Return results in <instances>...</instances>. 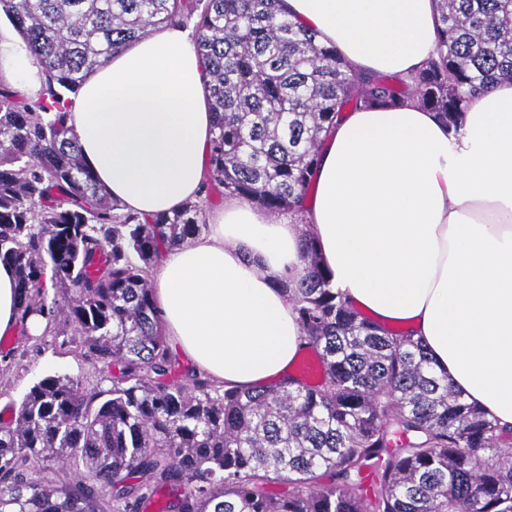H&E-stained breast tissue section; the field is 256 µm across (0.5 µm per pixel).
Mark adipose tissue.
I'll list each match as a JSON object with an SVG mask.
<instances>
[{
  "label": "adipose tissue",
  "mask_w": 512,
  "mask_h": 512,
  "mask_svg": "<svg viewBox=\"0 0 512 512\" xmlns=\"http://www.w3.org/2000/svg\"><path fill=\"white\" fill-rule=\"evenodd\" d=\"M286 3L361 73L409 77L436 50V0ZM0 69L39 97L41 67L2 37ZM67 118L86 165L126 209L200 200L212 114L189 29L169 25L113 55ZM314 180L306 219L333 286L423 339L435 370L512 429V81L477 99L455 134L413 100L343 113ZM207 223L152 270L165 332L226 386L286 377L306 343L278 286L299 263L298 225L232 197Z\"/></svg>",
  "instance_id": "1"
}]
</instances>
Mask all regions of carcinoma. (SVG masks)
I'll list each match as a JSON object with an SVG mask.
<instances>
[{"label": "carcinoma", "instance_id": "obj_1", "mask_svg": "<svg viewBox=\"0 0 512 512\" xmlns=\"http://www.w3.org/2000/svg\"><path fill=\"white\" fill-rule=\"evenodd\" d=\"M1 12L45 77L35 101L0 87V262L18 281V332L31 315L46 335L68 326L112 380L46 376L0 421V512H132L160 489L161 512H512V429L449 386L420 339L334 288L309 231L282 286L316 383L171 380L180 362L149 278L206 231L216 197L304 217L346 111L413 99L458 132L473 100L512 78V0H437L436 53L408 79L356 73L283 0H0ZM173 22L193 24L210 77L206 196L141 216L86 166L66 113L104 61ZM275 480L288 489L271 492Z\"/></svg>", "mask_w": 512, "mask_h": 512}]
</instances>
